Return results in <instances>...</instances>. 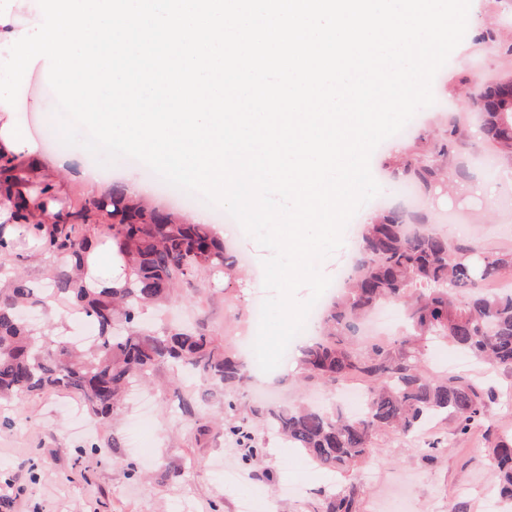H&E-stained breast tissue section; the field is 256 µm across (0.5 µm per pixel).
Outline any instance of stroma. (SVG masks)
I'll list each match as a JSON object with an SVG mask.
<instances>
[{"instance_id":"1","label":"stroma","mask_w":512,"mask_h":512,"mask_svg":"<svg viewBox=\"0 0 512 512\" xmlns=\"http://www.w3.org/2000/svg\"><path fill=\"white\" fill-rule=\"evenodd\" d=\"M477 67L486 81L512 79V0H471L466 35L434 78L436 103L414 115L403 140L406 154L414 156L457 128L461 138L451 160L470 181L484 179L487 168L505 165L492 144L474 137L477 112L461 106L475 90ZM25 83L35 103L24 114L31 133L48 155L77 157L57 174L68 184L60 199L66 211L134 170L153 203L183 216L196 214L193 204L167 193L158 176L134 160L103 168L99 184L82 182L79 165L92 166L96 160L83 149L62 145L54 126L45 123L56 106L47 74L32 71ZM388 148L385 142L378 145L370 170L390 207L426 218L449 236L465 234L478 249L512 250V182L500 183L490 197L432 189L405 199L392 192ZM8 234L12 248L0 253V295L11 288V273H18L42 299L29 314L33 328L51 321L63 336L83 335L86 327L69 315V302L53 293L52 259L22 228L9 227ZM264 291L256 280L243 288L203 272L179 285L172 304L145 309L141 324L149 329L187 325L237 349L249 327L250 304ZM424 360L434 372L470 375L492 387L489 411L495 430L512 433V370L462 360L447 346L429 347ZM328 395L325 388L301 382L290 365L251 376L235 401L257 440L255 458L220 423L222 389L205 390L194 379L174 380L165 369L154 373L150 387L133 392L108 422L91 419L69 393L48 392L1 405L0 512H242L246 501L249 512H324L327 495L351 486L357 489L356 512H494L499 495L484 429L462 437L443 420L413 437L387 434L372 461L334 474L288 447L265 420L267 403L294 406ZM183 397L201 401V408L183 412ZM125 461L135 463V475L122 469ZM173 471L179 472L178 480H170Z\"/></svg>"}]
</instances>
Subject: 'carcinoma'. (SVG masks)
I'll list each match as a JSON object with an SVG mask.
<instances>
[{"mask_svg":"<svg viewBox=\"0 0 512 512\" xmlns=\"http://www.w3.org/2000/svg\"><path fill=\"white\" fill-rule=\"evenodd\" d=\"M482 138L512 157V103L499 100L496 86L480 97ZM456 131L448 143L428 150L430 159L405 157L397 169L396 187L456 182L457 170L441 177ZM106 214L113 246L125 260L120 288H98L78 270L93 246L86 235L89 221ZM45 251L60 260L52 277L55 295L70 301L95 326L94 345L70 346L46 325L36 333L20 314L39 302L35 289L18 277L0 296V400L21 398L45 389L75 394L90 414L109 419L120 408L126 390L147 381L160 366L174 377L186 367L208 386L241 385L249 367L228 345L187 329L161 333L139 329L143 309L168 304L178 283L202 272L236 276L237 262L210 224H193L172 213L128 198L121 184L46 227ZM358 258L340 293L320 317L321 333L297 348L303 378L333 388L340 381L359 380L366 389L362 411L339 407H271L265 417L272 427L319 466L336 470L372 459L384 431L409 437L445 415L460 436L484 427L489 456L503 495L512 498V436L493 435L488 402L492 392L465 375H436L423 364L424 343L446 341L494 368L512 369V289H482L512 272V251H475L464 240H450L423 221L408 224L403 212L383 208L375 224L360 227ZM397 307L401 339L381 344L359 338L361 325L381 305ZM229 431L242 443L254 436L235 416ZM355 489L326 498V512H355Z\"/></svg>","mask_w":512,"mask_h":512,"instance_id":"obj_1","label":"carcinoma"}]
</instances>
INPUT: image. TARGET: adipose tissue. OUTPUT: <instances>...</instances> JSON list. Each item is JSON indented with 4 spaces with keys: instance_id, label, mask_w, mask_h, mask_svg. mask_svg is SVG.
<instances>
[{
    "instance_id": "obj_1",
    "label": "adipose tissue",
    "mask_w": 512,
    "mask_h": 512,
    "mask_svg": "<svg viewBox=\"0 0 512 512\" xmlns=\"http://www.w3.org/2000/svg\"><path fill=\"white\" fill-rule=\"evenodd\" d=\"M40 20L41 12L35 9L34 0H0V44ZM1 163L6 165L11 182L19 188L34 217L54 214V207L44 206L42 196L30 188L31 183L46 180L49 161L21 114H9L0 107Z\"/></svg>"
}]
</instances>
